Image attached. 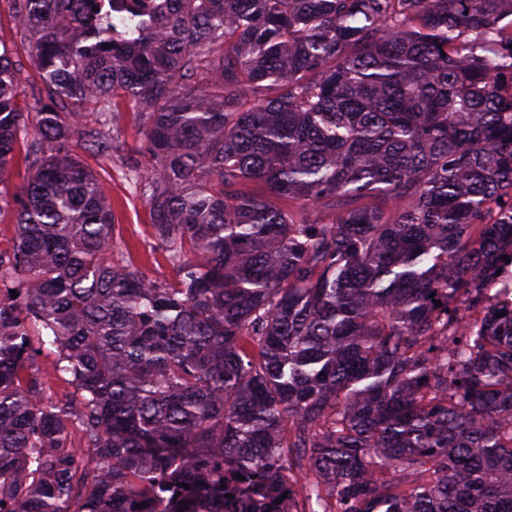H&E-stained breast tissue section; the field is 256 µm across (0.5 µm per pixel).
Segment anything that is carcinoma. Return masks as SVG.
Segmentation results:
<instances>
[{"label": "carcinoma", "instance_id": "carcinoma-1", "mask_svg": "<svg viewBox=\"0 0 512 512\" xmlns=\"http://www.w3.org/2000/svg\"><path fill=\"white\" fill-rule=\"evenodd\" d=\"M110 2L12 0L33 116L0 48V512H512V0ZM116 132L114 133L117 150L112 156L95 155L84 149L83 142L77 141L76 153L93 169L104 183L116 216L113 249L114 262L133 265L151 278L168 281L174 279V271L165 255L153 248L151 237V216L145 200L135 193L129 181L127 170L120 158L135 156L140 140L141 123L135 112L120 101Z\"/></svg>", "mask_w": 512, "mask_h": 512}]
</instances>
